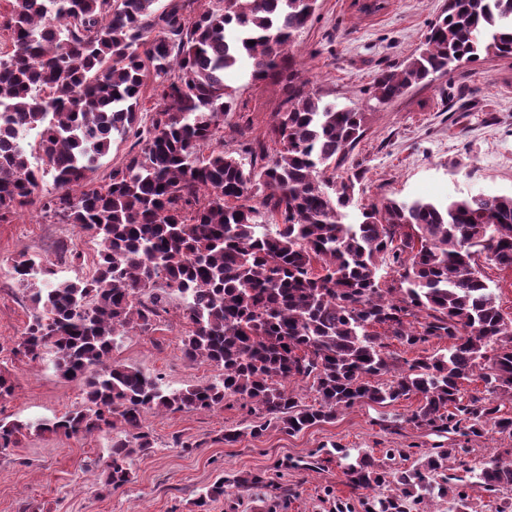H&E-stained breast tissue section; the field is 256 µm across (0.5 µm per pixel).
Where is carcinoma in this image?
I'll list each match as a JSON object with an SVG mask.
<instances>
[{
    "mask_svg": "<svg viewBox=\"0 0 512 512\" xmlns=\"http://www.w3.org/2000/svg\"><path fill=\"white\" fill-rule=\"evenodd\" d=\"M10 0L0 29V223L28 207L73 224L98 245L89 274L59 280L22 254L13 265L29 294L31 318L13 349L32 361L48 354L55 371L83 386L86 403L53 420H0V453L24 433L92 434L121 426L105 486L132 482V457L152 448L148 410L213 411L233 396L290 433L336 419L356 404L416 396L406 422L475 437L488 428L512 436V318L503 315L479 257L512 269V196L444 203L387 200L355 223L360 176L337 173L365 136L367 113L325 103L288 70V99L263 137L243 144L250 162L202 149L221 137L235 95L224 71L250 69L253 81L283 74L296 36L317 0ZM512 57V0H448L425 48L400 69L379 71L370 94L390 101L480 54ZM155 83L161 105L149 118L141 90ZM37 130L39 154L26 134ZM132 138L130 157L93 186L114 136ZM54 191L43 193L45 177ZM274 224L272 232L261 220ZM395 278L382 282L381 267ZM173 293L183 299L189 362L221 370L180 390L139 367L112 361L118 341L154 329ZM448 348L399 361L389 341ZM478 378L486 395L463 399ZM306 381L303 404L288 388ZM442 445L391 474L367 454L346 468L353 488L392 482L399 494L372 512H405L402 499L465 493L448 487ZM485 490L512 508V464L496 456L475 469ZM224 481L200 494L204 508Z\"/></svg>",
    "mask_w": 512,
    "mask_h": 512,
    "instance_id": "cac0c4a2",
    "label": "carcinoma"
}]
</instances>
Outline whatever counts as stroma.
<instances>
[{
    "instance_id": "stroma-1",
    "label": "stroma",
    "mask_w": 512,
    "mask_h": 512,
    "mask_svg": "<svg viewBox=\"0 0 512 512\" xmlns=\"http://www.w3.org/2000/svg\"><path fill=\"white\" fill-rule=\"evenodd\" d=\"M445 4L384 0L382 10L365 15L355 0H318L290 50L299 80L324 101L353 104L369 114L367 133L344 166L363 176L359 205L512 195V57L461 64L384 104L369 93L377 71L400 67L423 45ZM224 82L234 90L235 103L224 121L223 144L236 152L242 120H250L255 133L264 132L272 113L283 109L288 83H254L239 68L226 71ZM62 243L83 253L85 261L96 255L90 235L72 224L50 223L33 208L0 224V371L13 384L11 394L0 399V419L59 417L83 401L80 383L57 376L49 360L12 353L31 316L12 264L26 253L75 277L76 267L58 255ZM181 307L178 295H171L156 331L125 336L113 360L157 375L172 389L213 379L215 367L182 356L187 326ZM416 405L413 398L361 404L296 434L268 424L258 437L251 429L265 422L264 412L232 398L210 412L150 411L143 425L153 450L134 456V480L118 491L100 483L94 469L109 454L112 431L71 437L31 433L0 454V512H20L27 504L37 512H198L199 494L221 478L230 485L210 512H365L370 490L347 485L344 463L330 454L331 445L362 449L380 464L387 461V449H404L406 458L395 462L399 468L440 443L462 448L463 459L473 463L505 457L512 448L511 437L493 431L465 438L415 428L406 418ZM394 420L399 428L383 430V422ZM228 430L239 432L237 442H224ZM179 440L191 443V450L176 448ZM254 475L266 477V484H250Z\"/></svg>"
}]
</instances>
